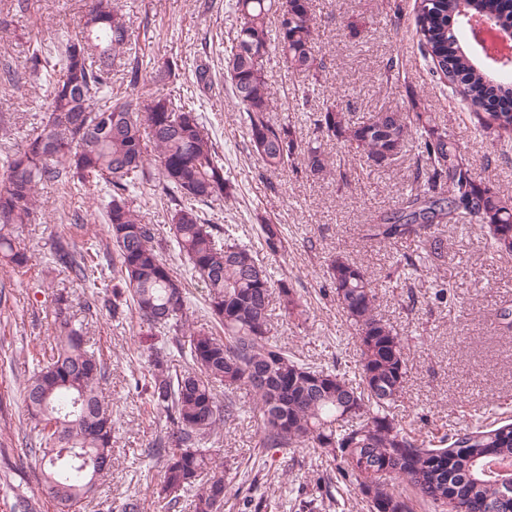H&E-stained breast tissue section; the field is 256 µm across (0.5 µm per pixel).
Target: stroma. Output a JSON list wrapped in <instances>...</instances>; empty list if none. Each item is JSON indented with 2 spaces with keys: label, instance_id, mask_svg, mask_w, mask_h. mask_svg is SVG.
Returning a JSON list of instances; mask_svg holds the SVG:
<instances>
[{
  "label": "stroma",
  "instance_id": "35a3bbf8",
  "mask_svg": "<svg viewBox=\"0 0 512 512\" xmlns=\"http://www.w3.org/2000/svg\"><path fill=\"white\" fill-rule=\"evenodd\" d=\"M15 0H0V70L13 69L19 80L0 83V160L36 133L46 98L45 79L28 71L33 49L78 31L87 0H31L28 13L14 11ZM112 0L130 20L132 48L145 59L177 60L179 74L165 92L189 96L194 68L201 59L211 66L215 95L196 104L221 158L235 198L214 221L231 226L235 236L252 245L275 277L287 278L300 298L302 313L276 311L273 340L290 355L314 366L353 371L356 344L336 306L325 270L336 255L361 266L376 289V314L406 342L408 376L395 412L413 432L439 437L501 417L512 418V332L503 331L501 308L512 306V255L492 253L480 225L450 224L438 233L446 245L443 257L425 255L420 243L393 244L367 240L364 227L394 209L412 182L414 155L406 153L392 167L369 171L359 155L334 141L322 150L326 173L308 176L285 169L267 172L251 151L240 116L224 83V54L237 16L233 0ZM399 12L387 0H311L317 19L316 46L325 70L310 101H303L301 76L270 59L268 75L278 119L286 121L299 146L312 139L310 113L335 101L362 117L373 112H402L416 98L439 125L456 135L475 163L481 181L512 198V148L500 149L475 135L465 104L440 83L420 52L415 32V0H398ZM397 61L405 82L385 78L388 62ZM346 172L349 188L336 187L337 172ZM35 223L17 225V246L31 261L17 269L0 264V448L9 463L0 464V512H10L16 488L38 502L39 512H59L36 479L35 463L24 447L35 422L19 400V390L33 369L36 353L48 347L55 330L52 310L57 293H65L76 319L83 323L94 350L108 368L104 383L118 419L112 440V473L79 512H120L136 497L141 512H193L190 497L172 509L157 495L162 464L147 450L169 431L163 413L150 405L144 383L151 346L164 334H149L134 314L112 318L85 306L88 284L52 261L54 244L67 239L77 253L94 247L100 265L112 262L113 245L103 216L87 214L88 199L63 185H48L37 195ZM133 209L155 224L166 245L163 256L186 285L195 326L214 327L206 312V290L190 277L187 264L169 246V224L162 202L130 195ZM280 225L284 254L263 249L260 222ZM421 257L424 270L413 288L397 284L393 258ZM448 285L445 299L435 297V283ZM234 421L220 425L207 442L224 463L231 480L223 512H244L243 500H262L261 512H369L353 489L336 479V471L314 450L290 448L264 453L258 446L257 398L246 387L233 391Z\"/></svg>",
  "mask_w": 512,
  "mask_h": 512
}]
</instances>
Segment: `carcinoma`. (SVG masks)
<instances>
[{"instance_id":"cac0c4a2","label":"carcinoma","mask_w":512,"mask_h":512,"mask_svg":"<svg viewBox=\"0 0 512 512\" xmlns=\"http://www.w3.org/2000/svg\"><path fill=\"white\" fill-rule=\"evenodd\" d=\"M234 8L240 23L224 57V74L252 151L269 171L300 159L306 173L326 172L320 147L298 150L290 126L274 117L267 75L270 54L276 53L288 71L318 80L324 63L316 51L310 0H235ZM454 17L456 0L418 2L422 50L465 103L477 132L508 146L512 111H498L494 104L512 95V82L493 78L475 54L459 52L467 25L450 24ZM131 39V27L112 0H89L75 37L30 57L31 69H50L48 102L40 132L3 162L0 259L14 268L28 264L30 257L14 245L12 228L35 221L38 186L64 182L98 193L115 248L112 284L94 259L75 257L61 241L54 256L80 280L112 288V296L95 299L112 315L129 302L149 329L172 334V347H153L149 357V401L171 424L148 452L163 462L158 496L173 503L192 491L194 512H221L228 483L203 443L236 417L232 402L219 403L217 389L231 392L244 385L257 395L259 447L317 451L376 512H416L419 502L431 512H449L450 491L457 512H512L511 418L460 429L428 445L394 414L407 378L405 344L375 314V288L361 267L338 255L326 271L354 331L359 381L301 363L272 341V295L278 294L289 316L299 308V297L287 279H274L252 247L205 216L203 208L213 210L232 196L222 159L195 107L150 88L176 76L177 63L144 65L140 57L126 55ZM117 64L136 94L97 109L94 101L110 87ZM194 78L199 94L212 90L208 63L196 65ZM310 122L315 140H335L362 154L370 167L390 166L406 137L417 141L410 189L394 211L366 225L368 239L416 240L440 257L439 226L479 224L492 252L512 254V198L477 179L456 136L421 111L416 98H410L407 112H377L359 122L333 102L312 113ZM140 189L166 197L171 242L208 289L207 305L222 332L188 328L186 291L161 255L157 229L128 205L127 197ZM260 229L270 254L286 250L279 225ZM418 271L410 255L395 261L396 279L404 284ZM55 302L57 336L50 352L37 359L21 396L36 420L27 454L38 465L40 483L62 512H73L112 472L116 421L102 395L103 364L64 295ZM173 354L189 368L172 371Z\"/></svg>"}]
</instances>
